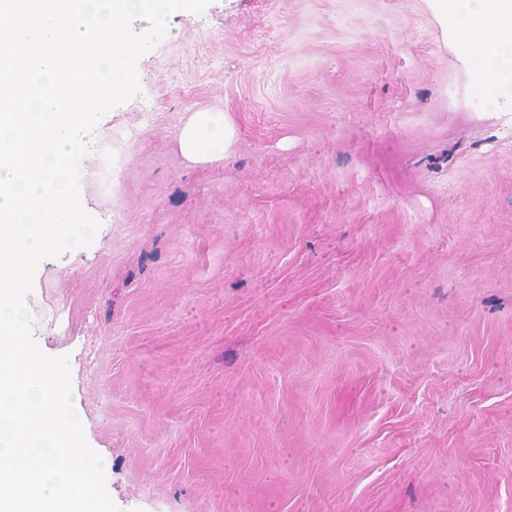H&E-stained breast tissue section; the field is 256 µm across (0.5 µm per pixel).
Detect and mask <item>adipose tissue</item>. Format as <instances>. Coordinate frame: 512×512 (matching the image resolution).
I'll use <instances>...</instances> for the list:
<instances>
[{
    "instance_id": "ef3b65f1",
    "label": "adipose tissue",
    "mask_w": 512,
    "mask_h": 512,
    "mask_svg": "<svg viewBox=\"0 0 512 512\" xmlns=\"http://www.w3.org/2000/svg\"><path fill=\"white\" fill-rule=\"evenodd\" d=\"M460 52L475 58L469 105L476 112H512V0H432ZM233 142L227 113L199 111L182 126L178 145L193 163L223 161Z\"/></svg>"
}]
</instances>
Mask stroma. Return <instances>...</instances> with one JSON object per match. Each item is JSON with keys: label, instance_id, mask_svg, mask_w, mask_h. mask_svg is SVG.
Here are the masks:
<instances>
[{"label": "stroma", "instance_id": "stroma-1", "mask_svg": "<svg viewBox=\"0 0 512 512\" xmlns=\"http://www.w3.org/2000/svg\"><path fill=\"white\" fill-rule=\"evenodd\" d=\"M137 68L152 122L27 297L115 504L512 512V115L430 0H211ZM233 142V127L227 113L199 111L189 116L182 126L178 145L182 155L193 163L223 161Z\"/></svg>", "mask_w": 512, "mask_h": 512}]
</instances>
